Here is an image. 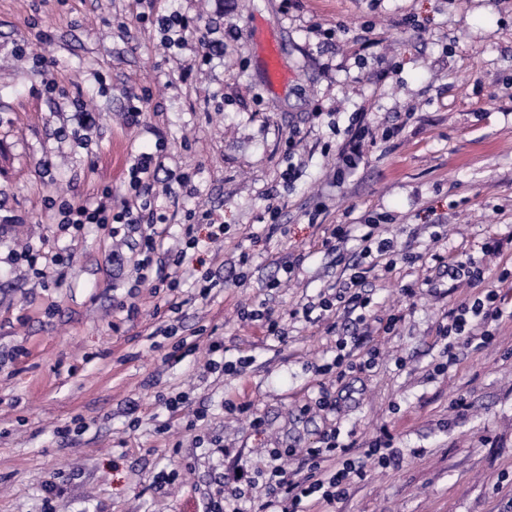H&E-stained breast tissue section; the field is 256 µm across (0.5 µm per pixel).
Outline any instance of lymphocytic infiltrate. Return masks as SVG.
<instances>
[{
	"mask_svg": "<svg viewBox=\"0 0 512 512\" xmlns=\"http://www.w3.org/2000/svg\"><path fill=\"white\" fill-rule=\"evenodd\" d=\"M156 22L167 36L166 50L183 48L187 42H194L197 54L202 57L223 55V40L214 38L212 28L196 27L192 18L179 10L157 15ZM165 156L162 151L143 152L135 156L128 170V189L123 197H114L111 191H103L93 202L71 199L61 210L62 221L74 229L97 224L109 227L112 236H120L129 227L141 226L143 232L132 251V262L137 279L143 283L157 280L170 281L179 285V270L188 250L199 245V226H209L208 238L218 241L215 231L216 221L211 210H204L193 221L183 225L180 237L169 238L168 226L173 221L172 214L158 210L155 202L160 197L170 196L169 187L161 186L159 173L164 170ZM377 225H370L368 232L361 237L363 243L356 262L349 265L345 279L337 281L332 293L321 295L318 302L304 306V316L313 311L333 308L343 309L352 317L353 332L349 339H338L336 356L332 364L318 366V374L335 373L337 380H344L373 368L377 351L371 344L373 333L391 334L398 321L397 316L386 320H376L366 314L367 273L365 261L373 251H390L388 240H375ZM512 320V310H506L496 289H486L483 296L473 302L462 303L450 310L445 321L439 324L437 335L442 340V355L449 361H456V339H464L466 344L481 343L490 345L494 334L491 324ZM398 455L391 440H376L367 448L354 450L352 443L341 441L339 428L323 433L321 444L306 449L302 464L305 474L288 472L282 463L280 449H271L268 465L261 468L264 494L261 497H248L244 488L220 489L209 494L204 512H243L244 506H251L254 512H295L305 499H315L316 503L329 507L348 496L350 486L367 476L366 463L374 461L378 466L389 467Z\"/></svg>",
	"mask_w": 512,
	"mask_h": 512,
	"instance_id": "lymphocytic-infiltrate-1",
	"label": "lymphocytic infiltrate"
}]
</instances>
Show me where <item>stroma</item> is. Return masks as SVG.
Segmentation results:
<instances>
[{
    "instance_id": "1",
    "label": "stroma",
    "mask_w": 512,
    "mask_h": 512,
    "mask_svg": "<svg viewBox=\"0 0 512 512\" xmlns=\"http://www.w3.org/2000/svg\"><path fill=\"white\" fill-rule=\"evenodd\" d=\"M157 5L217 28L223 56L204 63L187 48L168 57L159 29L138 23L127 0H0V512H201L235 462L250 469L271 448L317 447L335 426L361 445L391 438L401 454L385 469L369 464L330 512H512V323L436 374V328L468 291L449 290L430 259L463 250L487 260L512 307V0ZM271 42L287 75L280 84L267 76ZM46 59L66 95L38 92ZM143 87L153 92L147 125L125 127L128 95ZM78 95L94 105L82 130L70 104ZM360 111L376 138L343 170L342 131ZM160 136L169 172L192 173L197 189L179 195L176 210H213L224 238L189 251L188 304L154 320L152 300L168 297L167 286L137 283L132 264L110 262L107 229L61 230L45 201L123 193L136 152L153 151ZM271 193L283 207L276 224ZM336 224L353 238L330 253L321 241ZM369 224L382 225L395 254L424 257L370 274V312L403 319L377 337L371 372L335 384L338 413L300 414L348 322L336 316L331 337L299 311L341 276ZM495 238L500 255L485 256ZM24 245L68 256L61 285L43 287L14 264ZM297 254L303 266L286 277ZM206 273L218 285L204 298L192 282ZM267 298L284 340L239 319L241 306ZM124 303L140 305L136 319ZM170 324L177 334L163 335ZM213 337L227 358L252 357L244 374L205 372ZM180 339L197 342L196 352L174 358ZM176 395L187 404L172 420L161 400ZM242 397L265 434L225 410ZM199 408L207 419L186 429ZM166 420L170 432L157 434ZM64 427L70 435L58 436ZM173 469L176 480L158 485ZM49 479L61 496L46 491Z\"/></svg>"
}]
</instances>
